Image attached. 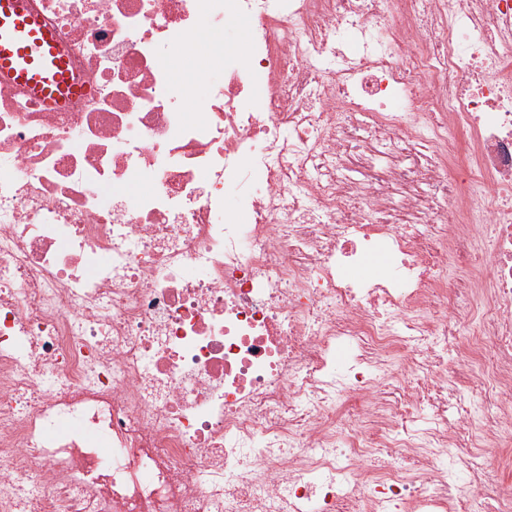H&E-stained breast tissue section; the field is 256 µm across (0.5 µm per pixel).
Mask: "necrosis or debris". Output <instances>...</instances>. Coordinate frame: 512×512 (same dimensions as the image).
I'll use <instances>...</instances> for the list:
<instances>
[{
  "mask_svg": "<svg viewBox=\"0 0 512 512\" xmlns=\"http://www.w3.org/2000/svg\"><path fill=\"white\" fill-rule=\"evenodd\" d=\"M26 4L84 92L0 75V512H512V0ZM196 48L199 55L204 56L211 52H224L227 49H235L239 53L247 50V41L241 24H232L224 28V32H212L202 26L196 35Z\"/></svg>",
  "mask_w": 512,
  "mask_h": 512,
  "instance_id": "necrosis-or-debris-1",
  "label": "necrosis or debris"
}]
</instances>
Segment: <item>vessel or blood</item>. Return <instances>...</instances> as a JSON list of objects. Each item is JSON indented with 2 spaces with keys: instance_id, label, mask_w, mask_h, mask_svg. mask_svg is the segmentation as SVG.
<instances>
[{
  "instance_id": "obj_1",
  "label": "vessel or blood",
  "mask_w": 512,
  "mask_h": 512,
  "mask_svg": "<svg viewBox=\"0 0 512 512\" xmlns=\"http://www.w3.org/2000/svg\"><path fill=\"white\" fill-rule=\"evenodd\" d=\"M0 73L49 103L78 91L61 47L24 0H0Z\"/></svg>"
}]
</instances>
